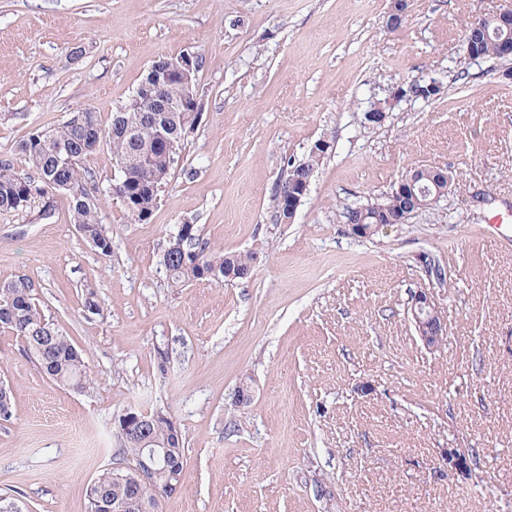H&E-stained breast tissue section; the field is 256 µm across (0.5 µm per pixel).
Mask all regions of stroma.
I'll return each mask as SVG.
<instances>
[{"label":"stroma","instance_id":"35a3bbf8","mask_svg":"<svg viewBox=\"0 0 512 512\" xmlns=\"http://www.w3.org/2000/svg\"><path fill=\"white\" fill-rule=\"evenodd\" d=\"M511 3L410 0L393 29L390 0H0V156L83 107L110 124L157 59L204 62L200 122L151 218L103 200L110 256L80 237L68 196L47 219L36 204L0 215V284L34 281L94 379L54 384L0 329V491L29 512H87L88 483L123 459L115 422L137 409L184 437L162 512H512V241L477 234L512 232V79L471 63L462 33ZM418 77L440 94L388 102ZM377 100L387 118L364 127ZM326 136L307 198L277 223L288 160ZM416 166L447 169L451 193L351 236L341 207ZM180 224L252 255L251 277L170 287L160 256ZM421 288L448 321L436 351L407 317ZM448 447L470 450V479L446 468Z\"/></svg>","mask_w":512,"mask_h":512}]
</instances>
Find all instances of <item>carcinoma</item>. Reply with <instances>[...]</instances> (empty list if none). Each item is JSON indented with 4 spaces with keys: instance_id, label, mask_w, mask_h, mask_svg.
<instances>
[{
    "instance_id": "cac0c4a2",
    "label": "carcinoma",
    "mask_w": 512,
    "mask_h": 512,
    "mask_svg": "<svg viewBox=\"0 0 512 512\" xmlns=\"http://www.w3.org/2000/svg\"><path fill=\"white\" fill-rule=\"evenodd\" d=\"M488 31L512 32V15L504 13L484 21L475 20L466 25L465 45L471 62L495 59L498 46L494 36L473 35L477 25ZM164 123L174 134L176 150L168 151L155 143L156 125ZM134 128L140 137H125L118 128ZM194 130L184 127L178 112H160L156 102L147 96L129 99L112 113V124L102 126L98 112L81 108L61 124L49 129H31L14 144L13 152L27 164L22 176L14 171L13 160L0 159V214L8 215L38 202L41 204L59 193L69 196L71 219L76 230L98 254L109 256L112 239L100 219L102 193L94 177L83 166L87 155L100 144L110 146L113 158L120 167H127L123 177L124 194L132 206L126 208L131 220H149L158 202V177H169L176 152L181 150ZM72 157L73 162L66 161ZM323 157L307 155L302 162L288 161V184L297 185L305 179L310 168L318 167ZM405 177L416 179L415 187L431 193L445 188L434 171L427 167L409 170ZM408 204L400 195L385 197L378 207L346 206L341 209L343 222L384 224L388 216ZM162 264L170 287L181 288L188 283L207 280L216 283L242 279L238 271L252 264L248 255L218 250L193 227L190 239L182 248L164 251ZM0 328L20 338L40 370L53 382L82 393L90 388L93 378L82 351L68 336L40 311L36 303V285L25 275H17L0 285ZM147 434L155 442L160 460L152 476V488L138 496L126 482L115 478L122 470L103 469L87 486L88 512H147L146 501H152L155 512H160L161 500L171 496L169 485L180 482L182 471H174L184 457V441L171 435L164 421L149 424Z\"/></svg>"
}]
</instances>
